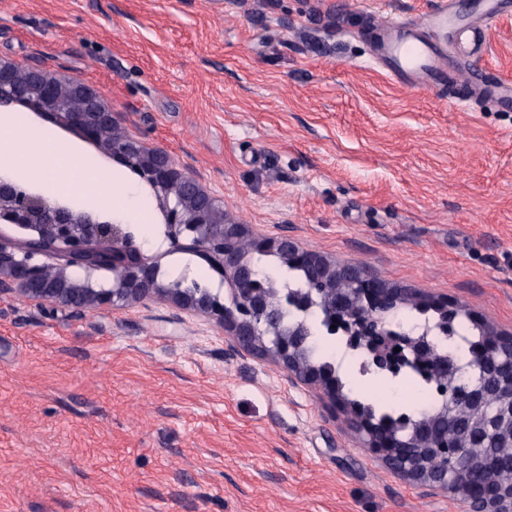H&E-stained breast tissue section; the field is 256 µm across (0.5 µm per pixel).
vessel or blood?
<instances>
[{
	"instance_id": "obj_1",
	"label": "vessel or blood",
	"mask_w": 512,
	"mask_h": 512,
	"mask_svg": "<svg viewBox=\"0 0 512 512\" xmlns=\"http://www.w3.org/2000/svg\"><path fill=\"white\" fill-rule=\"evenodd\" d=\"M501 11L498 0H485L481 26H454L452 8L442 0L421 24L392 21L384 48L385 65L395 82L410 88L422 85H458L464 78L449 67L440 49L439 38L449 35L466 52L477 49L485 39L487 26L497 22Z\"/></svg>"
}]
</instances>
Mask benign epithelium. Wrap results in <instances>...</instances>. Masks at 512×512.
<instances>
[{"label": "benign epithelium", "instance_id": "1", "mask_svg": "<svg viewBox=\"0 0 512 512\" xmlns=\"http://www.w3.org/2000/svg\"><path fill=\"white\" fill-rule=\"evenodd\" d=\"M16 105L74 130L136 173L151 188L162 214L167 251L193 252L205 258L220 283L231 286L232 295L226 303L219 289L172 287L161 276L158 260L142 249L133 225L96 207L47 196L2 173L0 225L11 227L15 236L0 234V292L15 290L73 312L168 301L224 331L227 350L269 357L286 372L289 382L319 384L332 401L339 400L334 385L298 357L299 332L287 335L282 331V302L248 262L242 248L246 229L230 219L223 201L187 175L168 151L148 148L128 136L118 143L108 138L115 127L112 105L87 86L0 59V110ZM252 250L276 254L284 263L302 267L315 288L334 290L342 280L379 283L362 294L364 310L352 313L338 307L329 312L328 322L382 370L397 374L413 361L414 338L397 335L384 325V318L406 297L403 289L380 282L362 264H336L304 251L286 236L256 238ZM101 270H118L119 279L96 288L88 286L86 280ZM488 332L491 341L480 357L478 378L463 381L452 392L454 402L476 414L469 439L475 453L492 435L512 443V397L490 404L485 396L486 362L498 353L512 357V336L500 335L491 327ZM351 426L365 447H391L390 439L368 430L360 421H351ZM382 461L413 486L459 494L446 464L422 458L394 468L389 459ZM470 501L473 512H512V484L504 483L493 493L472 496Z\"/></svg>", "mask_w": 512, "mask_h": 512}]
</instances>
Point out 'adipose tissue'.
Returning <instances> with one entry per match:
<instances>
[{"mask_svg":"<svg viewBox=\"0 0 512 512\" xmlns=\"http://www.w3.org/2000/svg\"><path fill=\"white\" fill-rule=\"evenodd\" d=\"M0 166L26 172L32 181L51 184L61 192L90 184L92 204L122 213L127 210L119 174L101 169L86 171L76 148L58 149L52 130L17 125L8 112L0 114Z\"/></svg>","mask_w":512,"mask_h":512,"instance_id":"obj_1","label":"adipose tissue"}]
</instances>
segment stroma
<instances>
[{"instance_id": "obj_1", "label": "stroma", "mask_w": 512, "mask_h": 512, "mask_svg": "<svg viewBox=\"0 0 512 512\" xmlns=\"http://www.w3.org/2000/svg\"><path fill=\"white\" fill-rule=\"evenodd\" d=\"M437 0H0V58L73 78L250 236H288L512 334V104L391 80L385 21ZM512 82V16L467 65ZM161 267L218 286L194 253ZM340 373L365 402L418 387ZM0 512H463L406 484L346 412L157 301L75 316L0 294Z\"/></svg>"}]
</instances>
